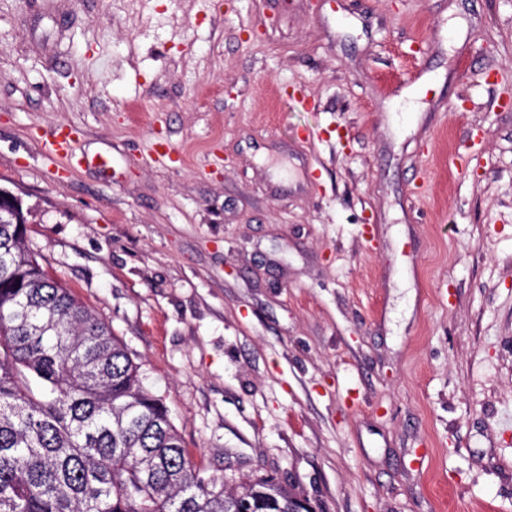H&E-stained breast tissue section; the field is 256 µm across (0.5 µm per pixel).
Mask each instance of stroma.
<instances>
[{
    "mask_svg": "<svg viewBox=\"0 0 512 512\" xmlns=\"http://www.w3.org/2000/svg\"><path fill=\"white\" fill-rule=\"evenodd\" d=\"M511 93L512 0H0V188L205 474L512 512ZM76 132L69 127H60L48 139L49 151L61 158L71 160L74 157L73 145Z\"/></svg>",
    "mask_w": 512,
    "mask_h": 512,
    "instance_id": "35a3bbf8",
    "label": "stroma"
}]
</instances>
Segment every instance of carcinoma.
I'll return each mask as SVG.
<instances>
[{"mask_svg": "<svg viewBox=\"0 0 512 512\" xmlns=\"http://www.w3.org/2000/svg\"><path fill=\"white\" fill-rule=\"evenodd\" d=\"M0 204V512H290L274 478L224 488L111 327L52 278Z\"/></svg>", "mask_w": 512, "mask_h": 512, "instance_id": "carcinoma-1", "label": "carcinoma"}]
</instances>
